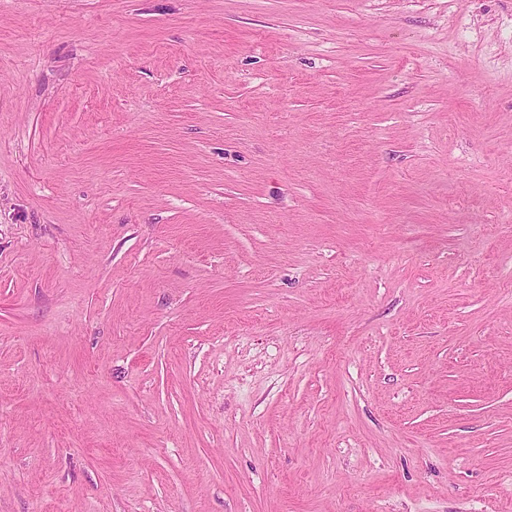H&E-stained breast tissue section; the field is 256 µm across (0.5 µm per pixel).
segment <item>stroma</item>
I'll list each match as a JSON object with an SVG mask.
<instances>
[{"instance_id": "stroma-1", "label": "stroma", "mask_w": 512, "mask_h": 512, "mask_svg": "<svg viewBox=\"0 0 512 512\" xmlns=\"http://www.w3.org/2000/svg\"><path fill=\"white\" fill-rule=\"evenodd\" d=\"M0 512H512V0H0Z\"/></svg>"}]
</instances>
